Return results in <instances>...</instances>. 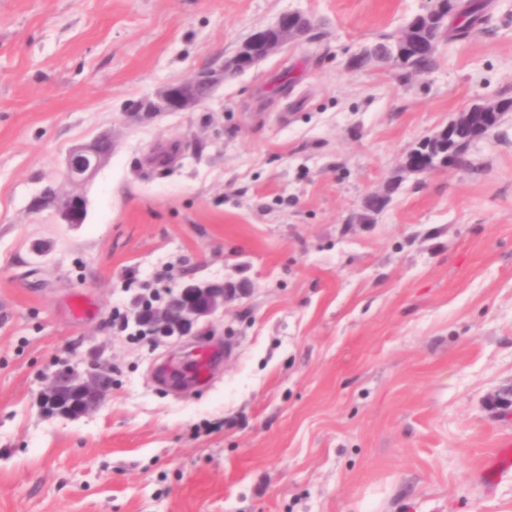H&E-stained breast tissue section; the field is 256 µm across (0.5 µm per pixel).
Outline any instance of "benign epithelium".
I'll return each instance as SVG.
<instances>
[{
	"label": "benign epithelium",
	"instance_id": "benign-epithelium-1",
	"mask_svg": "<svg viewBox=\"0 0 512 512\" xmlns=\"http://www.w3.org/2000/svg\"><path fill=\"white\" fill-rule=\"evenodd\" d=\"M309 22L310 18L301 13L281 15L274 25L252 32L235 53L224 60L223 65L204 69L186 82L168 85L150 96L131 102L127 115L140 119L162 112L186 111L203 104L223 82L225 70L240 74L252 69L296 40ZM389 45L393 60L404 62L410 46L408 35L399 33L389 41ZM99 141L100 136L97 135L88 143L72 147L65 159V176L73 191L66 196H54L50 208L66 224H83L86 221L87 199L83 188L110 158V154L100 149ZM438 167V163H425L413 149L404 155L401 163L402 170L408 174H423ZM231 297L232 292L221 284L186 283L171 292L170 298L160 305L147 309L135 308L133 320L152 331L154 345L176 344L183 337L191 335L201 320L224 308V303ZM111 374L112 367L97 361L90 362L83 375L67 367L59 368L48 379L42 393V403L55 408L61 415H69L74 407L68 403V397L74 396L80 399L74 409L85 413L102 402L111 385Z\"/></svg>",
	"mask_w": 512,
	"mask_h": 512
}]
</instances>
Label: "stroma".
<instances>
[{"label": "stroma", "mask_w": 512, "mask_h": 512, "mask_svg": "<svg viewBox=\"0 0 512 512\" xmlns=\"http://www.w3.org/2000/svg\"><path fill=\"white\" fill-rule=\"evenodd\" d=\"M427 4L0 0V512H512V470L482 476L512 443L492 404L512 388V112L466 165L400 171L512 98V0L426 72L349 66ZM290 11L310 36L206 104L127 116ZM104 129L86 222L36 208ZM162 270L165 291L236 290L177 347L114 323ZM203 346L224 351L211 382L161 390L157 366ZM92 357L102 404L45 416L50 373ZM469 109L470 108L461 112V114L457 118L458 122L454 123L452 130L450 131L449 135H447L446 138H444L442 141L433 143V145H430V141H427L422 148H418V150L421 152V156H430L431 153L434 155L435 158L443 155L444 153L448 155L447 144L452 146L456 140L457 135L465 137L467 135L460 125L463 124L464 118Z\"/></svg>", "instance_id": "stroma-1"}]
</instances>
